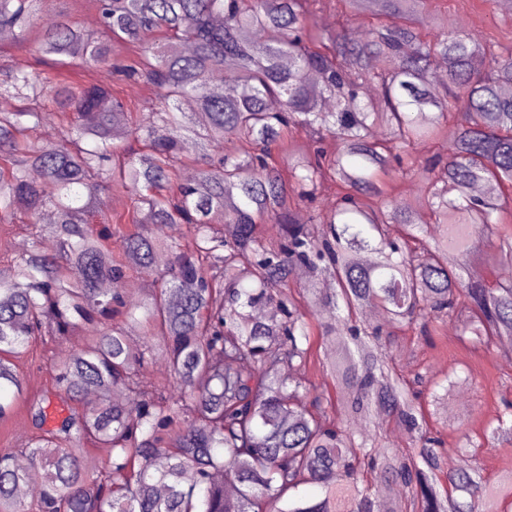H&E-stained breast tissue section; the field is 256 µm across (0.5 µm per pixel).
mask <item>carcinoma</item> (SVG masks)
Returning a JSON list of instances; mask_svg holds the SVG:
<instances>
[{
  "label": "carcinoma",
  "instance_id": "obj_1",
  "mask_svg": "<svg viewBox=\"0 0 512 512\" xmlns=\"http://www.w3.org/2000/svg\"><path fill=\"white\" fill-rule=\"evenodd\" d=\"M42 0H0V30L18 47L36 33L38 52L109 66L156 89L146 120L127 124L110 87H71L15 59L0 70V223L22 199L37 216L56 214L58 250L14 255L0 271V420L13 413L25 378L14 360L38 337L79 328L86 343L53 362L61 399L97 402L48 424L50 394L27 402L35 433L0 453V512H503L512 471L488 482L478 467L444 470L445 441L429 427L415 387L388 350L392 329L452 336L490 348L512 335V281L488 287L467 276L483 257L512 265V48L501 50L452 28L432 0H343L346 21L318 32L315 0H93L100 28L42 22ZM360 39L352 25L370 20ZM381 69H370L371 58ZM447 83L434 87L431 67ZM378 83L381 100L366 97ZM235 87L232 96L224 85ZM52 98L76 137L53 147L28 138ZM190 99L195 111L184 112ZM301 125L313 153L280 152L285 128ZM385 127L388 139L370 131ZM126 131L138 147L111 141ZM200 141L196 178L178 177L183 142ZM422 140L448 141L424 164ZM398 179L382 180L391 164ZM426 196L391 200L416 171ZM437 176H431V173ZM333 183L336 197L311 208L322 225L292 220ZM133 197L142 222L128 225L119 257L112 234L90 222L99 192ZM429 205L432 230L419 223ZM279 228L266 241L257 219ZM183 226L165 241L146 225ZM400 227L404 246L389 238ZM169 253L157 287L137 307L105 291L126 273L153 270ZM310 278L290 289L294 271ZM344 309L334 326L316 321ZM140 340L133 345L130 337ZM335 345L320 357L324 342ZM160 358L178 396L144 383L137 368ZM336 387L331 401L313 372ZM128 393L133 406L112 399ZM309 401V407L296 403ZM370 418L412 440L406 450L367 443L352 426ZM482 437L512 447V409ZM111 449L89 479L85 447ZM28 458L22 468L17 457ZM37 493L17 488L31 472ZM322 495L309 498L304 486Z\"/></svg>",
  "mask_w": 512,
  "mask_h": 512
}]
</instances>
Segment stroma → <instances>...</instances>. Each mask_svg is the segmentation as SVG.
Masks as SVG:
<instances>
[{"label": "stroma", "mask_w": 512, "mask_h": 512, "mask_svg": "<svg viewBox=\"0 0 512 512\" xmlns=\"http://www.w3.org/2000/svg\"><path fill=\"white\" fill-rule=\"evenodd\" d=\"M437 6L447 11L457 30L483 42L512 48V9L501 0H437ZM40 8L44 19L66 18L91 32L99 28L98 13L87 0H42ZM47 70L69 83L94 81L111 85L128 106V120L133 125L142 120L146 107L156 97L153 85L146 80L119 81L108 68L51 63ZM29 219L27 205L16 204L10 230L0 233V262L18 254L21 247L47 246L48 236L32 238L27 227ZM392 350L404 366L423 361L432 381H441L452 367L462 380L463 397L456 401L453 412H445L443 404L435 402L433 391H424L422 395L428 416L447 427L451 445L448 466L457 467L459 460L464 459L469 466L481 467L485 477L491 480L511 471L512 447L465 448L458 446L457 440L464 433L478 437L504 405L512 404V364L500 360L495 349L477 350L467 343H447L435 336H420L410 331L397 338ZM20 369L25 378L24 390L17 399L13 415L0 422V449L19 448L30 439L33 427L26 415L25 402L53 389L55 384L52 363L43 357L40 348H33L26 354Z\"/></svg>", "instance_id": "obj_1"}]
</instances>
